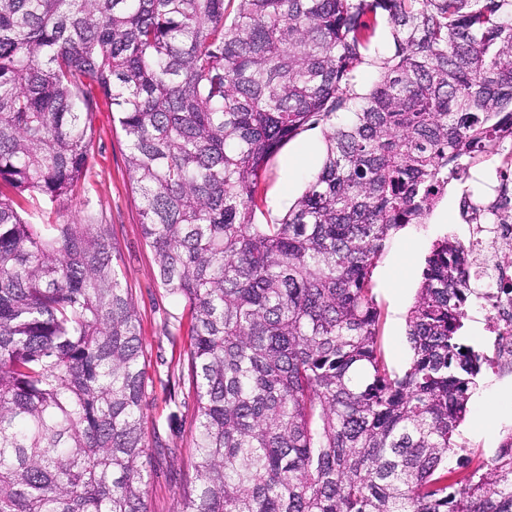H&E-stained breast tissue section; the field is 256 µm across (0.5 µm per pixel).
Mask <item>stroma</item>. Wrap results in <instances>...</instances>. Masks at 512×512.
Segmentation results:
<instances>
[{"label":"stroma","mask_w":512,"mask_h":512,"mask_svg":"<svg viewBox=\"0 0 512 512\" xmlns=\"http://www.w3.org/2000/svg\"><path fill=\"white\" fill-rule=\"evenodd\" d=\"M94 148L86 176L84 199L58 208L61 220L82 218L93 210L100 223L110 225L119 250L120 274L140 321L144 361L150 379L143 429L149 444H162L168 452L153 464L147 504L149 512H180L182 493L193 480V436L197 404L189 392L186 332H173L183 305L156 277L151 249L139 224L140 199L128 180L127 148L121 132L112 126L110 108L93 118ZM324 126L316 125L289 140L271 161L266 175L267 209L271 218L282 217L302 194L321 164ZM461 186L452 184L426 223L409 224L387 244L372 274L377 300L383 310L382 336L386 359L401 371L410 362L406 339L407 314L421 282L424 260L432 243L444 235L468 240L459 215ZM177 403H170V393ZM512 432V375L484 369L479 386L459 427L462 442L482 459L493 458L506 434Z\"/></svg>","instance_id":"stroma-1"}]
</instances>
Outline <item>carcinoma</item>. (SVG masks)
Masks as SVG:
<instances>
[{
    "label": "carcinoma",
    "mask_w": 512,
    "mask_h": 512,
    "mask_svg": "<svg viewBox=\"0 0 512 512\" xmlns=\"http://www.w3.org/2000/svg\"><path fill=\"white\" fill-rule=\"evenodd\" d=\"M102 101L190 319L182 512H512V433L448 477L484 364L460 331L493 274L432 243L401 372L372 280L395 232L506 148L512 0H0V512H148L143 343L110 225L29 220L84 191ZM319 122L320 170L259 221L271 160ZM461 218L485 239L505 212L482 195Z\"/></svg>",
    "instance_id": "obj_1"
}]
</instances>
